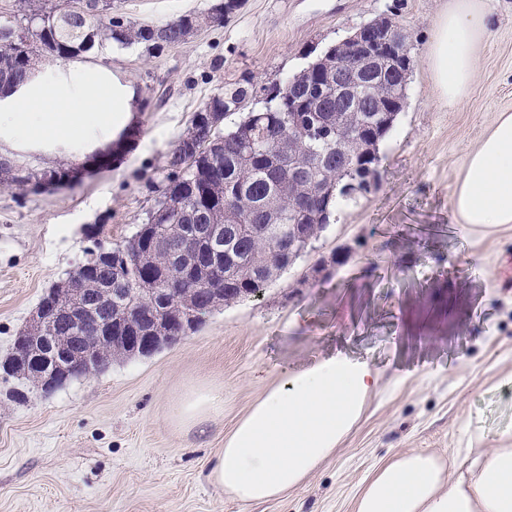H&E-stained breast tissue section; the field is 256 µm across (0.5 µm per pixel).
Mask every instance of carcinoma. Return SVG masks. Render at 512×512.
<instances>
[{
    "label": "carcinoma",
    "mask_w": 512,
    "mask_h": 512,
    "mask_svg": "<svg viewBox=\"0 0 512 512\" xmlns=\"http://www.w3.org/2000/svg\"><path fill=\"white\" fill-rule=\"evenodd\" d=\"M88 0H59L51 7L18 0L30 26L18 30L0 24V95L23 84L38 59H77L108 42L140 45L149 55L185 40L199 15L189 12L165 23L166 44L157 43L152 25L128 19L113 23L112 13L91 12ZM399 67L375 65L344 91L359 102V110L336 109V93L329 99L309 101L306 85L270 81L275 95L270 106L244 110L254 87L228 86L224 93L203 102L167 157L166 187L148 210L146 221L127 239L111 246L100 241L86 253L77 270L84 278L80 302L95 307L100 319L116 320L132 299L147 289L176 282L191 295L200 316L220 305L256 297L286 270L274 249H288L298 258L342 206L352 199L360 171L381 165L380 144L394 127L398 113L378 112L379 98L406 97L410 57ZM289 138L295 158L291 167L279 158V141ZM59 169H37L0 161V184L19 189L48 188ZM319 197L318 208L303 212L300 198ZM235 219L224 222V205ZM190 224L200 233L198 262L186 266L170 260L178 239L154 227ZM224 225V254L212 255L205 245V229ZM127 278L132 287L118 280ZM129 345L120 351L143 354L144 339L137 317L124 320ZM57 344L86 354V370L98 371V359H108L107 348L86 343L84 332L63 318L55 327Z\"/></svg>",
    "instance_id": "obj_1"
}]
</instances>
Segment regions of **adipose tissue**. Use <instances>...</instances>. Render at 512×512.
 I'll return each mask as SVG.
<instances>
[{"label": "adipose tissue", "instance_id": "adipose-tissue-1", "mask_svg": "<svg viewBox=\"0 0 512 512\" xmlns=\"http://www.w3.org/2000/svg\"><path fill=\"white\" fill-rule=\"evenodd\" d=\"M490 33L480 0H456L435 22L429 66L440 93L463 104L476 66V48ZM134 94L86 74L32 80L0 100V131L26 140L89 137L94 128L120 131L133 118ZM451 212L484 228L512 224V113L502 112L467 154ZM379 383L376 369L343 350L285 370L225 433L210 480L244 504L283 497L303 484L349 436ZM224 406L213 389L189 393L176 414L194 429ZM474 448L461 462L436 453L398 454L358 494L354 512H512V432L490 440L470 427Z\"/></svg>", "mask_w": 512, "mask_h": 512}]
</instances>
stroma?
<instances>
[{"instance_id": "stroma-1", "label": "stroma", "mask_w": 512, "mask_h": 512, "mask_svg": "<svg viewBox=\"0 0 512 512\" xmlns=\"http://www.w3.org/2000/svg\"><path fill=\"white\" fill-rule=\"evenodd\" d=\"M449 0H239L222 26L203 27L151 56L114 44L86 59L43 61L40 78L93 67L143 100L132 136L0 137L39 168H66L120 148L110 165L44 192L0 187V362L41 297L73 271L92 233L119 242L165 184L167 155L203 101L230 84L260 86L298 72L311 51L381 14L410 33L404 110L386 138L377 191L360 195L313 250L260 296L220 307L195 332L148 357H114L104 371L51 396L0 371V512H353L379 463L420 449L467 446L478 420L512 430V225L478 230L449 210L466 156L498 113L512 112V0H484L491 35L477 51L463 105L451 106L427 64L434 21ZM209 0H112L135 22L160 24ZM338 250L344 264L312 268ZM341 345L379 370V394L335 455L283 498L240 504L208 479L224 433L284 368ZM194 386L218 390L203 431L174 417Z\"/></svg>"}]
</instances>
